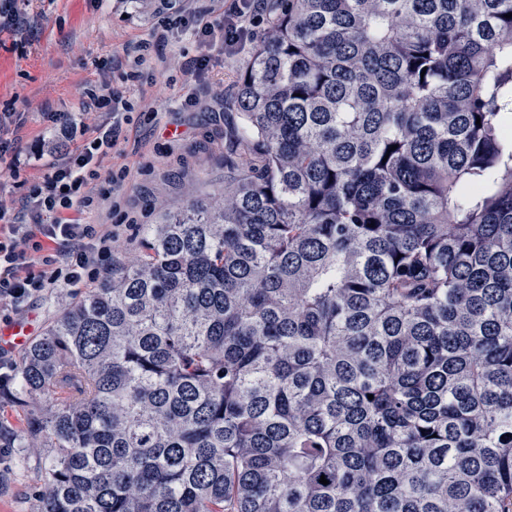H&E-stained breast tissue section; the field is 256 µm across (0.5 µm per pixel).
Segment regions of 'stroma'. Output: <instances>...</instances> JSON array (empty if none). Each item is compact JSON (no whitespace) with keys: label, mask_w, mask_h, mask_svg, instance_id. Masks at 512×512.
I'll list each match as a JSON object with an SVG mask.
<instances>
[{"label":"stroma","mask_w":512,"mask_h":512,"mask_svg":"<svg viewBox=\"0 0 512 512\" xmlns=\"http://www.w3.org/2000/svg\"><path fill=\"white\" fill-rule=\"evenodd\" d=\"M191 5V0H14L17 23L0 31V113H17L22 123L16 143L20 177L7 186L14 196L41 176L40 153L60 139L48 128L45 113L92 124L93 115L81 111V94L103 84L131 102L124 139L102 159L99 177L90 184L96 193L116 190L117 208L102 204L88 219L111 225L121 258L136 252L144 225L190 201H211L238 159L241 119L234 95L270 15L256 19L253 39L234 53L225 52L217 28L226 0H216L211 36L202 39L181 27L168 42L151 43L150 33L161 20ZM140 43L145 46L141 77L123 81L126 51ZM196 58L204 59L205 69L194 82L186 65ZM77 295V289L57 288L19 312L1 310L0 330L23 323L41 336ZM19 390L15 376L0 386V512H39L37 471L49 451L20 443L32 409L17 402Z\"/></svg>","instance_id":"stroma-1"}]
</instances>
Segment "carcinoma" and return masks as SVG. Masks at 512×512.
<instances>
[{
	"instance_id": "cac0c4a2",
	"label": "carcinoma",
	"mask_w": 512,
	"mask_h": 512,
	"mask_svg": "<svg viewBox=\"0 0 512 512\" xmlns=\"http://www.w3.org/2000/svg\"><path fill=\"white\" fill-rule=\"evenodd\" d=\"M280 2L247 170L24 353L39 512H512V0Z\"/></svg>"
}]
</instances>
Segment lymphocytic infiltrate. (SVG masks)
I'll return each instance as SVG.
<instances>
[{
  "label": "lymphocytic infiltrate",
  "mask_w": 512,
  "mask_h": 512,
  "mask_svg": "<svg viewBox=\"0 0 512 512\" xmlns=\"http://www.w3.org/2000/svg\"><path fill=\"white\" fill-rule=\"evenodd\" d=\"M262 8V0H232L221 25L228 52L246 42ZM82 106L100 112V121L77 127L59 113L45 115L64 138L79 135L82 143L54 149L40 181L20 199L0 200V304L16 308L54 288L82 287L99 256L112 252L111 233L81 222L80 216L99 207L100 197L88 184L97 175L98 160L119 144L130 104L111 90L83 93ZM48 241L63 246V253L44 255Z\"/></svg>",
  "instance_id": "obj_1"
}]
</instances>
